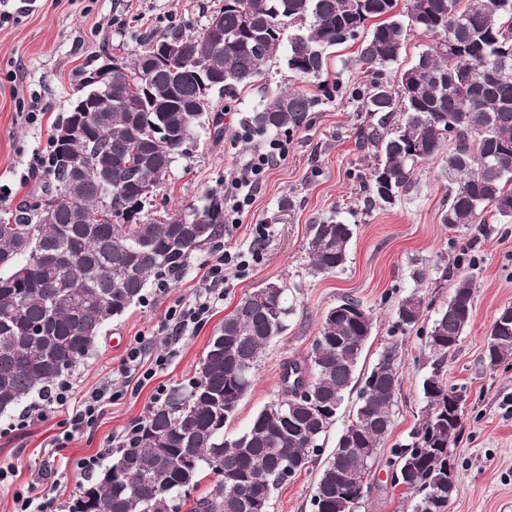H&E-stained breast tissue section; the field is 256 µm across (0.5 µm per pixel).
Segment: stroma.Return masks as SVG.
Segmentation results:
<instances>
[{"instance_id": "obj_1", "label": "stroma", "mask_w": 512, "mask_h": 512, "mask_svg": "<svg viewBox=\"0 0 512 512\" xmlns=\"http://www.w3.org/2000/svg\"><path fill=\"white\" fill-rule=\"evenodd\" d=\"M224 0H33L29 9L0 26V186L11 192L0 200V212L29 204L41 195V180L22 182L34 151L44 148L55 125L70 110L83 71L106 58L126 60L141 50L149 31L200 32ZM356 55L349 45L329 55L334 84L321 89L318 80L302 79L288 70L284 54L265 64L251 87L239 93L232 110L223 98L213 100L214 111H225L226 133L213 141L207 120L192 127L190 138L171 165L156 204L168 213L186 212L201 205L205 195L220 191L243 160L264 145L261 137L246 136L241 120L262 109L277 95L304 90L316 105L302 129L280 132L288 155L271 168L254 191V201L231 244L247 250L252 227L267 225L261 263L243 268L224 283V300L199 331L186 333L166 369L157 372L140 391L126 389L119 369L134 338L154 336L153 353L164 352L159 327L169 306L206 287L199 264L205 252L195 253L169 293L149 283L141 303L103 329L92 355L70 375L76 395L108 384L116 394L100 423L55 448L61 432L59 416L11 433L15 412L0 415V464L13 465L18 484L36 481L48 458L75 463L101 448L106 438L125 440L132 424L153 410L156 387L172 390L197 375L206 345L224 316L247 291L268 282L288 286L294 312L287 332L264 349L254 381L225 437L245 432L254 415L281 393L285 362L303 358L319 334L321 318L344 297L360 300L376 321L360 363L368 371L394 333L393 310L399 300L417 294L427 308L421 320L429 326L446 304L453 281L438 280L436 264L451 248H466L476 260L473 318L457 349L444 360L425 350L412 333L402 335L401 392L393 407L392 430L385 448L407 440L425 413L422 381L440 368L448 384L463 389L462 434L453 449L458 478L445 512H512V365L489 368L484 360L486 337L500 309L512 306V223L486 230L450 231L441 221L448 182L442 158L416 170L412 185L389 208L363 203L361 180L375 163L371 149L362 147L358 133L369 122L349 91L361 77L349 65ZM46 115L41 124L25 119L33 106ZM337 219L355 225L343 269L314 273L308 255L310 225ZM320 471L312 465L291 479L275 496L273 512H311V495ZM416 497L390 483L385 470L373 472L369 493L358 512H413Z\"/></svg>"}]
</instances>
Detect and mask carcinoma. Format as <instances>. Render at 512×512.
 Listing matches in <instances>:
<instances>
[{
  "label": "carcinoma",
  "instance_id": "cac0c4a2",
  "mask_svg": "<svg viewBox=\"0 0 512 512\" xmlns=\"http://www.w3.org/2000/svg\"><path fill=\"white\" fill-rule=\"evenodd\" d=\"M224 0V42L214 45L207 29L198 34L147 35L130 61L113 60L111 93L84 116L69 112L65 123L80 127L71 151L85 173L72 177L55 152L52 189L30 208L0 215L14 235H0V414L31 394L44 393L89 358L100 333L141 302L151 279L177 277L193 254L212 242L224 226V196L211 192L185 214L151 217L154 197L139 193L150 180L160 187L191 127L212 106L214 93L232 100L251 86L279 51L286 26H295L312 46L299 56L288 42V70L320 79L332 50L358 44L352 65L373 74L353 89L371 123L361 139L375 151L376 164L363 181V202L390 206L411 186L416 167L448 149L446 207L442 223L464 226L512 223V0ZM369 31L361 42L356 32ZM413 34L435 45L382 81L383 69L399 60ZM184 52L154 59L166 42ZM216 52L223 78L205 95L189 69ZM139 97L130 111L125 101ZM314 99L294 91L249 113L243 123L252 136L298 129L306 124ZM456 125L447 138L440 130ZM74 182L72 204L47 217L52 199ZM132 209L125 224L110 215ZM356 227L335 219L310 225L308 253L317 274H332L347 262ZM476 265L465 252L448 256L439 279L459 266ZM473 279H456L450 302L417 334L425 348L446 356L457 348L473 312ZM423 301L412 294L395 309L396 328L414 329ZM293 308L287 288H255L245 293L210 338L198 376L174 389L143 421L135 438L112 462L82 486L68 512H180L179 491L209 472L218 490L193 502L189 512H272L268 495L284 463L295 466L281 486L309 469L313 448L334 424L346 393H369V407L339 436L311 497L313 512H357L368 486L361 471L398 466L401 485L418 497L414 512H443L448 505V460L459 437L460 390L434 370L422 383L426 413L406 443L380 450L392 425L400 393L396 368L400 344L391 342L369 372L356 369L372 335L374 316L352 297L327 310L322 345L288 367L310 365L307 392L263 408L247 431L224 438V427L252 382L265 346L288 329ZM485 349L490 368L512 357V328H490ZM349 448H366V457Z\"/></svg>",
  "mask_w": 512,
  "mask_h": 512
}]
</instances>
